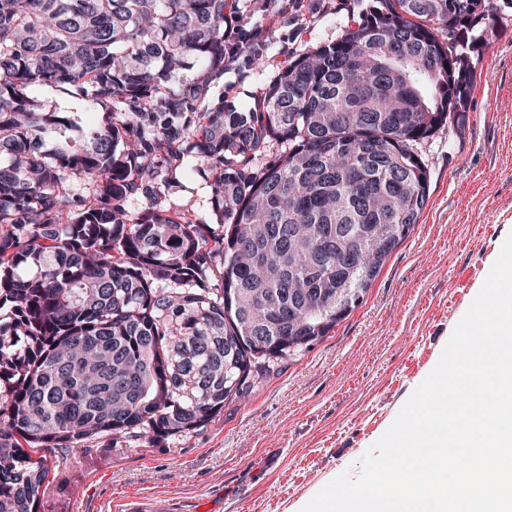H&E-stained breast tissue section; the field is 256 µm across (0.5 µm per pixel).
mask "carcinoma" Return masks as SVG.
<instances>
[{
    "label": "carcinoma",
    "instance_id": "1",
    "mask_svg": "<svg viewBox=\"0 0 512 512\" xmlns=\"http://www.w3.org/2000/svg\"><path fill=\"white\" fill-rule=\"evenodd\" d=\"M230 11L0 0V512H37L57 448L190 439L345 319L425 208L423 147L465 125L470 34L501 19L486 0H373L253 109L197 113ZM186 160L212 174L214 224L163 204ZM41 100L55 106L58 112H77L84 123L98 124L102 120L103 112L100 108L93 109L89 103L81 97H67L59 95L46 88H39L35 91Z\"/></svg>",
    "mask_w": 512,
    "mask_h": 512
}]
</instances>
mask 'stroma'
I'll list each match as a JSON object with an SVG mask.
<instances>
[{"label": "stroma", "instance_id": "obj_1", "mask_svg": "<svg viewBox=\"0 0 512 512\" xmlns=\"http://www.w3.org/2000/svg\"><path fill=\"white\" fill-rule=\"evenodd\" d=\"M369 2L321 0L316 13L285 18L271 6L261 66L226 71L197 110L220 100L248 111L293 52L334 40L350 10ZM477 53L466 125L426 146V206L363 302L186 443L56 449L39 512H127L132 502L145 512H295L339 474L358 473L512 232V13ZM167 195L189 218L211 221L207 173L176 169Z\"/></svg>", "mask_w": 512, "mask_h": 512}]
</instances>
